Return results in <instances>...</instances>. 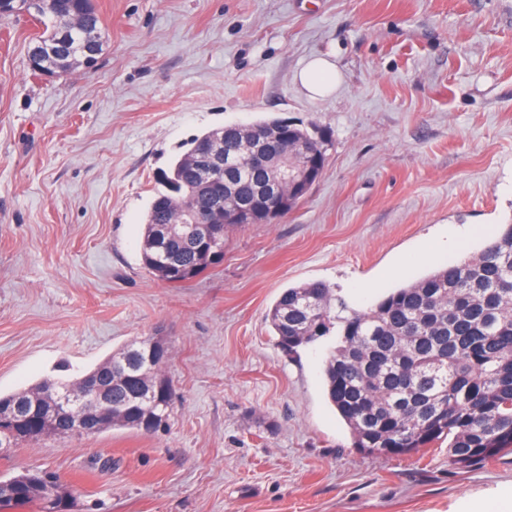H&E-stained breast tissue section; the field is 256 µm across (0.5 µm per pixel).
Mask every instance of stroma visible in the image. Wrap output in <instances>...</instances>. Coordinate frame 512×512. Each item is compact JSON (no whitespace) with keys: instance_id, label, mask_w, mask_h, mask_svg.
<instances>
[{"instance_id":"1","label":"stroma","mask_w":512,"mask_h":512,"mask_svg":"<svg viewBox=\"0 0 512 512\" xmlns=\"http://www.w3.org/2000/svg\"><path fill=\"white\" fill-rule=\"evenodd\" d=\"M94 66L27 68L38 24L0 23V394L75 379L158 337L165 428L0 450V481L47 474L70 512H461L512 487V453L466 468L447 442L363 454L329 404L321 341L289 356L266 318L322 280L363 309L455 262L421 246L512 224V0H95ZM326 56L340 82L297 79ZM280 119L333 134L291 212L226 234L173 287L141 261L156 179L192 138ZM364 291H357V284ZM298 77L312 98H323L335 90L339 73L332 61L325 57H315L305 65Z\"/></svg>"}]
</instances>
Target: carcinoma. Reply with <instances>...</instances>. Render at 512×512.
Instances as JSON below:
<instances>
[{
	"label": "carcinoma",
	"mask_w": 512,
	"mask_h": 512,
	"mask_svg": "<svg viewBox=\"0 0 512 512\" xmlns=\"http://www.w3.org/2000/svg\"><path fill=\"white\" fill-rule=\"evenodd\" d=\"M34 19L39 37L63 40L68 14L60 0H40ZM224 139V177L203 188L200 152ZM267 147L266 168L251 169L245 158ZM329 131L279 120L226 125L191 142V148L160 174L144 224L141 258L154 278L180 285L220 261L209 254L224 244L229 228L205 224L193 238L183 234L189 213L203 214L220 198L234 211L254 201L267 171L282 167L296 151L325 163ZM267 318L278 346L295 355L329 336L335 342L323 367L328 401L345 422L351 447L367 454L408 455L448 441V459L460 467L512 452V224L480 250L450 266L397 288L366 309H354L319 281L284 290ZM146 341H136L97 365L90 374L108 382L112 427L150 432L152 419L167 423L172 400L144 398L155 388L142 361ZM62 381L45 378L28 389L0 396L21 405L15 433L0 436V448L45 436H68V416L50 420ZM28 483L0 482V512L29 507L46 512L39 474Z\"/></svg>",
	"instance_id": "cac0c4a2"
}]
</instances>
